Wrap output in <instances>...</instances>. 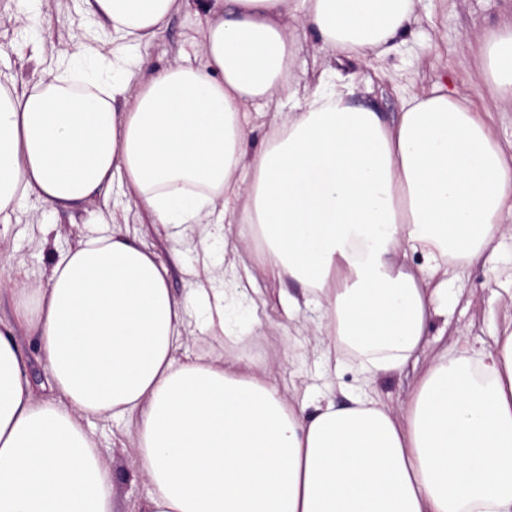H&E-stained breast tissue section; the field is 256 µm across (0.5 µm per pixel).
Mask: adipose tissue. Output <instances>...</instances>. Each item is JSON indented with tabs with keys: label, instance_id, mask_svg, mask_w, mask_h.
Segmentation results:
<instances>
[{
	"label": "adipose tissue",
	"instance_id": "adipose-tissue-1",
	"mask_svg": "<svg viewBox=\"0 0 512 512\" xmlns=\"http://www.w3.org/2000/svg\"><path fill=\"white\" fill-rule=\"evenodd\" d=\"M134 46L172 14L205 17L198 65L134 81L123 59L66 50L30 87L0 84V214L66 207L126 186L154 225L201 227L200 249L244 224L266 274L302 283L328 354L368 379L396 371L444 314L449 266L512 223V158L470 104L410 94L398 118L350 102L325 69L293 98L289 19L337 53L391 52L416 0H84ZM495 97L512 103V15L482 45ZM296 111L248 153V106ZM421 253L424 270L396 260ZM185 299L167 267L120 233L80 242L45 283L15 289L0 320V512H114L116 476L89 420L135 424L142 512H512V332L460 340L424 368L403 417L357 397L295 407L235 352L260 323L235 291ZM204 310L230 351L181 356ZM34 330L51 396L31 392L18 325Z\"/></svg>",
	"mask_w": 512,
	"mask_h": 512
}]
</instances>
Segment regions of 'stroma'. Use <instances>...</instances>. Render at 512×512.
Returning a JSON list of instances; mask_svg holds the SVG:
<instances>
[{"label":"stroma","mask_w":512,"mask_h":512,"mask_svg":"<svg viewBox=\"0 0 512 512\" xmlns=\"http://www.w3.org/2000/svg\"><path fill=\"white\" fill-rule=\"evenodd\" d=\"M21 9V0H0V80L32 85L40 70L53 65L61 50L80 44L111 56V30L84 13L82 0H45L34 22L43 35L40 60L31 62L30 36L15 21ZM510 12L512 0H419L396 49L385 55L374 50L352 57L335 53L323 48L317 31L300 25L294 31L296 50L288 65V82L298 92L309 91L318 84L325 67H332L338 75L354 81L355 103L382 112L389 121L397 118L403 96L427 94L442 85L467 98L490 125L493 137L507 145L512 143V105L490 95L477 48L479 40L489 37L503 15ZM202 23V17L192 10L173 14L156 36L135 47L134 53L149 70L176 60L195 63ZM105 206L113 209L116 225L93 222L92 212ZM111 231L140 239L159 255L168 267V284L176 298H184L195 287L190 269L199 251L198 231L188 232L178 241L157 234L144 212L118 187L109 200L69 208L30 202L12 216L7 236L0 238V266L13 277L35 284L46 280L58 256L78 241ZM224 233V240L214 241L213 255L219 258L225 247L237 248L253 273L252 279L236 283L242 299L259 290L267 300L260 326L236 350L270 365L282 393L293 399L309 389L344 404L352 394L364 393L400 409L418 372L437 350L460 336L494 345L496 337L512 324V236L503 235L478 260L461 267L458 277L449 280L448 316L433 319L424 347L402 370L369 384L352 357L339 358L335 367L326 366L315 349L310 324L317 314L312 308L289 317L279 297L303 298V285L265 275L259 252L242 225L227 227ZM93 431L104 460L117 476L115 512H137L147 485L127 426L99 421Z\"/></svg>","instance_id":"1"}]
</instances>
